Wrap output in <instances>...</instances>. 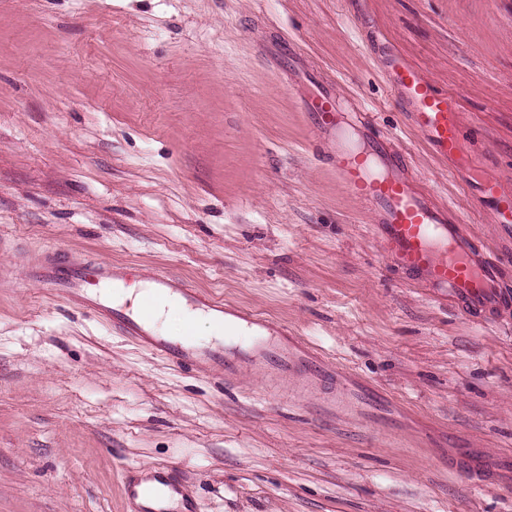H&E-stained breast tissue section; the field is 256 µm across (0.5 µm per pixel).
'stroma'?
Here are the masks:
<instances>
[{
	"label": "stroma",
	"mask_w": 512,
	"mask_h": 512,
	"mask_svg": "<svg viewBox=\"0 0 512 512\" xmlns=\"http://www.w3.org/2000/svg\"><path fill=\"white\" fill-rule=\"evenodd\" d=\"M393 52L457 99V156L412 128ZM318 85L512 275L475 205L485 176L512 188V0H0V512H126L125 478L162 464L200 512H512V319L386 264L312 133ZM54 249L288 325L378 415L151 355L27 277Z\"/></svg>",
	"instance_id": "stroma-1"
}]
</instances>
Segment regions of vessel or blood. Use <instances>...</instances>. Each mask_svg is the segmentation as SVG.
Here are the masks:
<instances>
[{
    "label": "vessel or blood",
    "mask_w": 512,
    "mask_h": 512,
    "mask_svg": "<svg viewBox=\"0 0 512 512\" xmlns=\"http://www.w3.org/2000/svg\"><path fill=\"white\" fill-rule=\"evenodd\" d=\"M388 75L398 92L415 104L413 125L436 156H452L461 138L455 100L404 59L392 60ZM304 105L317 137L330 147L339 182L370 210L373 238L389 265L473 320L494 323L512 315V289L501 258L464 230L462 217H451L446 204L417 188L405 175V159L391 140L373 134L364 146H356L328 88H321ZM478 203L493 224L512 229V193L497 179L486 178ZM31 275L70 306L106 322L113 333L134 339L199 377L238 382L258 374L267 393L285 403L312 398L331 418L364 410L361 390L344 384L335 367L287 326L226 303L179 274L146 275L150 296L203 314L219 332L218 340L202 344L189 336H167L157 329L151 309L111 303L106 293L129 282L128 264L93 263L65 252H48ZM124 492L133 512H197L184 485L162 467L128 481Z\"/></svg>",
    "instance_id": "1"
}]
</instances>
